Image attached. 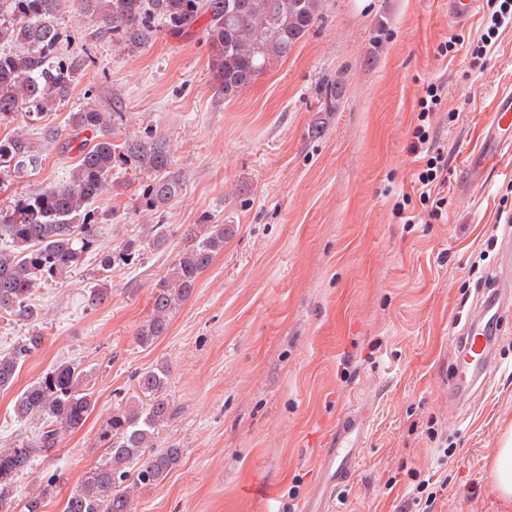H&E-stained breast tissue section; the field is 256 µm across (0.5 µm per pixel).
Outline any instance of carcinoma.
Listing matches in <instances>:
<instances>
[{"instance_id":"obj_1","label":"carcinoma","mask_w":512,"mask_h":512,"mask_svg":"<svg viewBox=\"0 0 512 512\" xmlns=\"http://www.w3.org/2000/svg\"><path fill=\"white\" fill-rule=\"evenodd\" d=\"M59 0H0V122L22 112L34 124L69 98L86 59L62 50V32L55 23ZM321 0H80V13L95 19L129 51H139L155 39L158 24L171 30L189 28L207 18L204 31L211 49L216 93L239 96L267 68L288 58L320 18ZM76 136L65 148L77 152L68 180L16 196L0 206V318L16 322L39 320L31 303L40 283L56 281L75 269L82 255L97 245L98 225L90 206L102 195L119 164H130L153 175L143 193L144 205L158 210L183 184L171 170L170 148L147 137L115 140L106 113L87 103L70 113ZM39 155L33 142L18 132L0 138V173L18 175L34 169ZM232 224H196L191 245L169 265L152 296L151 315L137 338L150 346L164 336L173 314L189 298L202 272L224 249ZM130 239L115 251L99 253L101 281L112 268L138 251ZM44 344V334L31 331L10 352L0 353V390L9 389L26 359ZM169 369L160 365L138 375L137 398L112 412L100 438L108 456L88 471L67 499L63 512H131L130 494L122 484L158 485L182 456L165 448L148 457L155 429L170 416L165 394ZM92 375L61 362L21 392L14 414L32 420L38 430L14 447L0 448V512H43L57 488L49 480L22 501L14 496L16 478L38 453H50L61 435L80 428L92 411ZM142 460L132 470L130 465Z\"/></svg>"}]
</instances>
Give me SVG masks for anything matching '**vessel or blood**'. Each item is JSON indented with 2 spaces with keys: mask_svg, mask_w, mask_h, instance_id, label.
I'll return each mask as SVG.
<instances>
[{
  "mask_svg": "<svg viewBox=\"0 0 512 512\" xmlns=\"http://www.w3.org/2000/svg\"><path fill=\"white\" fill-rule=\"evenodd\" d=\"M480 0H448V16L458 24L472 19ZM484 145L487 153L512 145V95L502 96L490 121L484 128ZM512 309V278L501 274L497 284L485 303L472 309L465 325L457 332L454 341L460 353L456 358V369L449 382L452 392L474 388L478 382L487 380L494 369L491 341L498 335L503 319ZM360 433L356 412H348L336 425L324 455L323 464L331 470L336 482L346 481L354 472L359 457L351 443L352 437Z\"/></svg>",
  "mask_w": 512,
  "mask_h": 512,
  "instance_id": "1",
  "label": "vessel or blood"
}]
</instances>
